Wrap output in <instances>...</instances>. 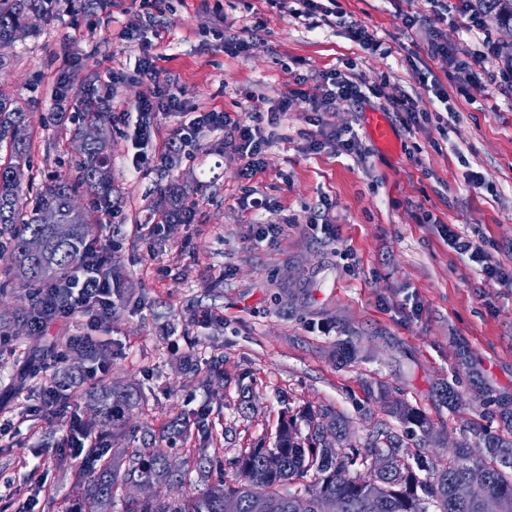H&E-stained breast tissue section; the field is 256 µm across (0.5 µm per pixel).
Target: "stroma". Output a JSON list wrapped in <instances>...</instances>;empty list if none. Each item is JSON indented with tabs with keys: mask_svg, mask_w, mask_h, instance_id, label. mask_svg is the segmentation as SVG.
I'll use <instances>...</instances> for the list:
<instances>
[{
	"mask_svg": "<svg viewBox=\"0 0 512 512\" xmlns=\"http://www.w3.org/2000/svg\"><path fill=\"white\" fill-rule=\"evenodd\" d=\"M340 12L320 29L281 11L273 0H55L31 20L29 32L0 48V95L32 116L27 173L37 180L71 179L75 125L51 123L91 94L106 107L134 106L156 85L179 92L188 108L247 119L297 89L320 84L331 70H351L361 101L339 97L326 109L294 105L270 126L260 172L239 174L241 162L224 134L198 130L177 165L160 162L179 125L159 116L147 149L148 171L128 167L132 132L110 122L113 215L102 235L121 271L120 295L95 326L75 318L44 330L18 319L26 301L0 288V512H19L37 494L39 512H66L83 475L65 444L68 421L35 414L46 385L74 383L71 414L87 421L101 396L120 386L137 401L134 425L183 461L184 493L199 495L208 480L197 467L199 440L172 428L207 415L225 459L262 442L272 444L278 419L326 406L345 416L353 443L379 429L397 432L410 455L444 463L458 445L482 457L491 438H512L498 404L512 401V285L486 280L479 265L448 244L449 231L473 238L492 263L512 267V90L489 80L512 58V34L492 19L483 25L498 54L473 70L467 95L443 57H429L431 39L467 52L463 19L426 0H337ZM418 14L413 27L403 12ZM347 13L391 49L382 56L352 38ZM242 39L244 52L224 46ZM154 59L149 76L136 62ZM438 79L455 114L419 83ZM73 86L59 102L60 78ZM412 97L432 118L406 130L391 103ZM382 113L389 144L370 131ZM355 137L363 152L309 151L320 130ZM486 186L468 183V172ZM266 208L243 209L244 195ZM192 209V223L171 218ZM326 215L336 233L314 225ZM159 224L149 238L140 224ZM285 224L278 240L256 241L258 225ZM95 332L112 354L102 378L90 359L69 346ZM357 353L340 359L339 343ZM54 347L36 378L19 385L22 361ZM419 408L433 423L425 435L390 417L372 388ZM461 402L448 407L443 386ZM29 421H21L24 408Z\"/></svg>",
	"mask_w": 512,
	"mask_h": 512,
	"instance_id": "obj_1",
	"label": "stroma"
}]
</instances>
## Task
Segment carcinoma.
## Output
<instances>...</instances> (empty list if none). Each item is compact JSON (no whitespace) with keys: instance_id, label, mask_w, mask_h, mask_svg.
Listing matches in <instances>:
<instances>
[{"instance_id":"obj_1","label":"carcinoma","mask_w":512,"mask_h":512,"mask_svg":"<svg viewBox=\"0 0 512 512\" xmlns=\"http://www.w3.org/2000/svg\"><path fill=\"white\" fill-rule=\"evenodd\" d=\"M48 0H0V46L14 40V33L26 27L29 14L46 12ZM479 13L495 14L503 26L512 25V0H470ZM81 119L87 126L104 131L109 112L97 100L82 104ZM0 252L10 254L5 275L18 288L34 290L60 281L79 262L90 233L91 215L71 208V200L84 191L93 196V209L102 215L112 211V184L98 177V169L108 163V143L99 137L86 143L77 175L71 181H50L36 189L24 183L21 163L31 151L30 113L7 98H0ZM54 214L71 225L65 240L56 237L54 225L44 216ZM38 238L43 244L39 255L28 252L27 243ZM131 395L120 390L103 394L90 427L112 424V436L140 442L134 448H93L80 463L85 475L84 491L72 507L78 512H110L112 499L140 483L157 486L150 499H126V512H224V502L232 500L235 512H294L293 500L305 493L307 512H318L320 499L331 495L342 503L343 512H428L436 503L437 512H512V446L498 439L486 443V456L474 460L465 447L454 450L450 461L423 478L427 469L421 457L409 462L400 436L389 430L377 431L364 448L346 443L348 421L329 408L301 417L281 420L274 444L258 443L244 448L225 462L200 449L199 463L208 474H216L207 492L187 496L181 492L182 473L159 442L138 435V427L125 416ZM389 414L401 423L428 433L431 424L421 411L407 404H395ZM388 456L386 469L376 478L349 476V468L370 466L374 456ZM234 474L226 480V468ZM473 468L481 469L487 482V500L461 501L454 496V485ZM296 486L284 491L285 485Z\"/></svg>"}]
</instances>
